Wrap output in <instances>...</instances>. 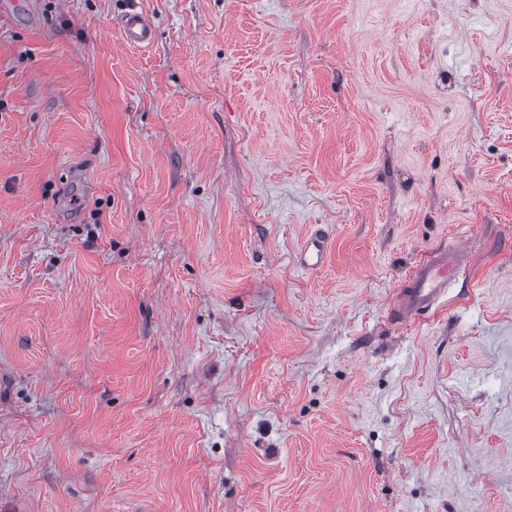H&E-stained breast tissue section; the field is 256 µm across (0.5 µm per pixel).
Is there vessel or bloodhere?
Segmentation results:
<instances>
[{"mask_svg":"<svg viewBox=\"0 0 512 512\" xmlns=\"http://www.w3.org/2000/svg\"><path fill=\"white\" fill-rule=\"evenodd\" d=\"M120 32L125 43L134 48L148 47L154 41V27L150 19L134 8L124 14ZM329 246L326 230H312L297 251V266L305 271L321 268ZM468 262V253L459 244L431 252L413 268L397 292L390 308L391 317L401 322L431 311L447 294L452 283L465 274Z\"/></svg>","mask_w":512,"mask_h":512,"instance_id":"obj_1","label":"vessel or blood"}]
</instances>
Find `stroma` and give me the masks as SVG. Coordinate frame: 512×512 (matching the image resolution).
<instances>
[{"instance_id": "stroma-1", "label": "stroma", "mask_w": 512, "mask_h": 512, "mask_svg": "<svg viewBox=\"0 0 512 512\" xmlns=\"http://www.w3.org/2000/svg\"><path fill=\"white\" fill-rule=\"evenodd\" d=\"M37 2L0 10V512H512V0ZM120 32L125 43L134 48H146L154 41V27L143 12L132 8L122 20ZM330 246L329 234L323 228L308 233L296 254V265L304 271L321 268ZM468 262V253L460 244L431 252L413 268L397 292L390 316L401 322L431 311L452 283L465 274Z\"/></svg>"}]
</instances>
